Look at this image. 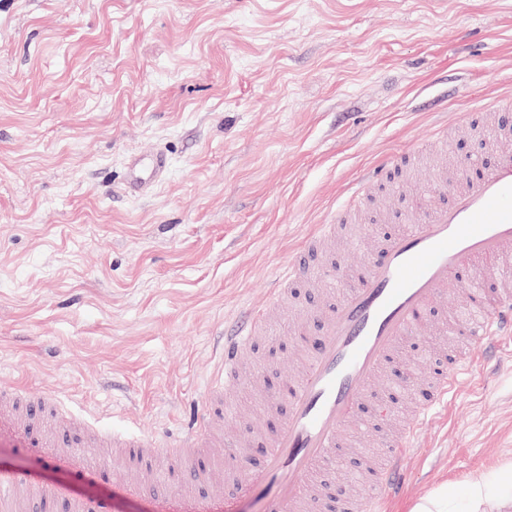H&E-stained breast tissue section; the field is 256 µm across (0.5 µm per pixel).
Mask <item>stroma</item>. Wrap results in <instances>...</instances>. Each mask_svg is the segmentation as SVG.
I'll use <instances>...</instances> for the list:
<instances>
[{
  "label": "stroma",
  "instance_id": "35a3bbf8",
  "mask_svg": "<svg viewBox=\"0 0 512 512\" xmlns=\"http://www.w3.org/2000/svg\"><path fill=\"white\" fill-rule=\"evenodd\" d=\"M512 91V0H0V385L154 439L202 406L226 322L269 299L347 186ZM446 101L443 111L432 102ZM163 154L146 194L130 159ZM441 159L368 186L358 225H399ZM260 345L265 393L298 348ZM512 461V355L466 378L389 512ZM0 465L112 512L151 488L77 481L0 440Z\"/></svg>",
  "mask_w": 512,
  "mask_h": 512
}]
</instances>
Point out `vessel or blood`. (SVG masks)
Wrapping results in <instances>:
<instances>
[{"instance_id": "b4317fda", "label": "vessel or blood", "mask_w": 512, "mask_h": 512, "mask_svg": "<svg viewBox=\"0 0 512 512\" xmlns=\"http://www.w3.org/2000/svg\"><path fill=\"white\" fill-rule=\"evenodd\" d=\"M495 123H487L483 109L468 111L454 128L435 131L436 148H445L450 133L483 140L490 163L456 161L451 178H440L437 187H449L447 204L421 212H407L401 229L380 238L372 255L347 271V284L337 301L320 308H305L288 326L300 333L311 322L322 333L305 346L298 374L287 377L286 388L265 400L277 420L272 432L252 439L243 421H235L238 443L229 444L225 456L237 460L243 448L259 442L264 462L257 468L238 469L235 492L215 491L201 500L189 493V485L210 479L211 446L224 422V398L242 391L258 378L247 370L245 357L266 337L272 313L280 310L294 282L310 285L336 281L335 268L320 265L318 255L334 243L342 225L352 221L362 202L352 193L328 224L316 225L290 255L288 265L275 281L271 299L258 309L243 311L234 326L224 330V378L216 382L203 407L192 411L182 424L175 445L159 447L136 432H91L66 454L46 448L48 462L65 463L76 477L88 474V455L94 448H109L132 462L169 457L177 465L170 470L167 512H249L250 502L262 512H303L315 487L316 471L336 468L341 445L349 433L361 429L360 409L371 402L379 433L380 454L360 474L366 486L362 497H346L335 503L336 512H385L401 492L424 427L446 410L461 378L473 374L472 349H480L491 362L501 348L512 343V292L488 296L479 263L512 255V97L496 99ZM412 150L385 156L367 169L362 179L379 184L404 165ZM165 156L153 155L149 165L133 164L130 182L143 191L163 175ZM461 282L466 307L477 320L461 319L455 335L465 337L469 349L450 347L447 361L418 383L402 380L389 394L372 396L375 379L387 370L402 345L427 334L428 316L453 282ZM53 415L58 425L69 424L46 398L34 397L22 387L0 386V434L17 446L41 445L36 433L40 418ZM68 501L69 512H85L80 500H68L63 487L39 484L12 470L0 468V512H21L26 498Z\"/></svg>"}]
</instances>
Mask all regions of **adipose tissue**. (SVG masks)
<instances>
[{
  "label": "adipose tissue",
  "instance_id": "ef3b65f1",
  "mask_svg": "<svg viewBox=\"0 0 512 512\" xmlns=\"http://www.w3.org/2000/svg\"><path fill=\"white\" fill-rule=\"evenodd\" d=\"M410 512H512V462L494 473H472L458 492L439 486Z\"/></svg>",
  "mask_w": 512,
  "mask_h": 512
}]
</instances>
